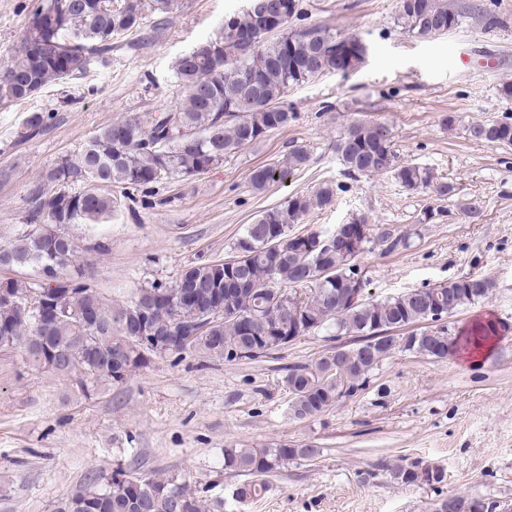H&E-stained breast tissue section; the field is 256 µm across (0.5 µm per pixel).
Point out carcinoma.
<instances>
[{
    "instance_id": "obj_1",
    "label": "carcinoma",
    "mask_w": 512,
    "mask_h": 512,
    "mask_svg": "<svg viewBox=\"0 0 512 512\" xmlns=\"http://www.w3.org/2000/svg\"><path fill=\"white\" fill-rule=\"evenodd\" d=\"M275 29L258 25L257 14L235 18L239 29L254 31L251 46L219 33L177 58L174 71L181 88L177 106L160 112L145 129L126 118L99 129L75 155L66 154L47 172L54 188H35L28 198L26 225L49 224L61 233L53 242L38 232H18L0 244V255L14 269L31 268L33 275L7 282L12 300L0 299V349L21 347L33 366L60 376H77L79 383L120 384L147 361L149 350L129 341L125 328L142 305L152 309L146 335L167 336L166 355L194 352L211 357L252 359L288 347L292 328L300 336L334 329L340 344L311 364H294L284 376L290 415L310 419L338 401L354 396L368 374L397 352L433 359L448 357V346L476 349L496 335L489 324L473 323L449 330L443 318L467 304L486 298L493 283L483 276L453 279L431 288L412 289L382 300L362 297L348 302L351 290L365 286L355 264L367 246L386 244L392 252L406 237L388 230L373 233L363 216L323 232L303 237L292 228L314 208L332 201L336 187L325 183L311 195L295 194L264 211L246 225L233 244L242 261L227 267L221 261L186 269L173 283L154 282L138 290L134 300L112 307L83 269L80 251L101 252L104 242L81 246L66 228L96 225L112 217L118 198L112 188H139L154 194L165 177L186 179L224 163V158L272 130L287 127L295 114L281 105L292 85L343 70L348 60L323 44L337 36L322 26L291 27L298 3ZM144 0H37L22 31L18 57L0 67V104L24 101L50 83L83 73L94 59L112 52V40L138 30ZM398 18L411 34L426 38L461 25L462 14L443 0H398ZM50 117L30 114L17 131L20 141L42 135ZM471 139L512 146V121L473 123ZM336 154L348 175L390 173L409 191L431 189L446 197L454 187L436 182L429 169L395 164L387 130L379 125L353 124L336 142ZM309 160L305 147L288 155L287 169L298 170ZM284 169L277 164L254 167L253 190L263 191ZM357 251L339 247L319 258L322 277L312 271L314 253L308 244L340 233H356ZM57 286L46 295L50 303L36 317L22 297L35 282ZM190 340L185 342L183 337ZM313 444H280L268 448H226L224 468L245 481L232 491L243 503L269 490V477L296 459L313 460ZM391 478L420 484V470L446 479L433 463L385 466ZM56 512H224V504L209 506L200 491L178 476L131 477L122 469L99 470L58 505Z\"/></svg>"
}]
</instances>
